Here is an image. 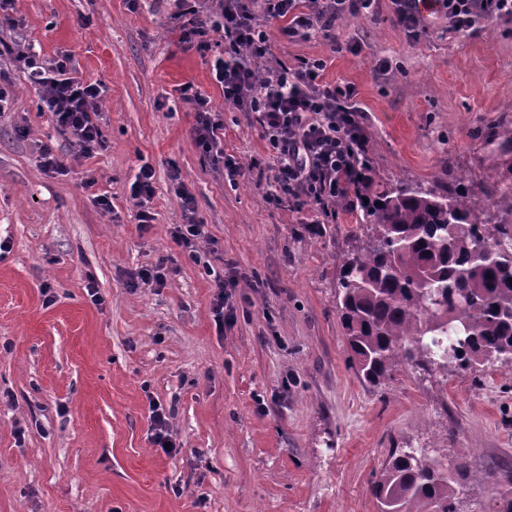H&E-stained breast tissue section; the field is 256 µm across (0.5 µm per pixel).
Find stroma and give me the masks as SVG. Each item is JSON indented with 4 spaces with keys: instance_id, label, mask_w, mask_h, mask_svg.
I'll list each match as a JSON object with an SVG mask.
<instances>
[{
    "instance_id": "stroma-1",
    "label": "stroma",
    "mask_w": 512,
    "mask_h": 512,
    "mask_svg": "<svg viewBox=\"0 0 512 512\" xmlns=\"http://www.w3.org/2000/svg\"><path fill=\"white\" fill-rule=\"evenodd\" d=\"M167 0H13L0 41L46 61L70 55L101 85L104 142L87 154L64 136L13 58L0 69V512H377L376 474L395 449L469 462L460 512H490L512 471V366L425 374L397 368L364 384L348 363L336 309L350 211L327 231L290 199L269 202L272 160L247 113L225 104L210 57L181 42ZM267 33L287 67L325 62L351 87L373 189L448 185L497 166L484 139L512 130V22L449 33L432 15L417 43L391 0L346 14L336 38ZM210 97L224 125L228 175L198 149L179 90ZM51 146L62 162L45 171ZM155 173L137 222L132 184ZM204 234L175 237L181 200ZM164 267L163 285L137 279ZM225 305L216 314V278ZM172 410L176 450L154 443L150 402ZM181 187L179 188L180 196L183 200V207L185 210V224L178 225L176 240L184 249L188 250L189 253L194 252L193 248L195 247L196 240L202 234V227L200 221L195 219L194 215V207H193V197L189 194V192L179 183Z\"/></svg>"
}]
</instances>
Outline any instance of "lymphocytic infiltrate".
<instances>
[{"label": "lymphocytic infiltrate", "instance_id": "1", "mask_svg": "<svg viewBox=\"0 0 512 512\" xmlns=\"http://www.w3.org/2000/svg\"><path fill=\"white\" fill-rule=\"evenodd\" d=\"M170 19L183 39L200 53L212 49L210 33L224 35V52L215 56L212 74L224 91V101L251 113L262 130L275 163L273 181L281 194L319 211L350 194L359 180L357 155L365 144V129L350 100L351 89L325 83V63L307 60L295 71L267 70L272 56L266 22L281 18L285 33L305 39L317 32L329 35L342 14L367 16L379 0H175ZM448 31L458 34L479 22L512 20V0H441ZM16 60L57 126L83 152L103 143L99 115L90 108L102 88L71 77L67 60L48 64L34 53H17ZM196 114V145L236 171L233 159L218 151L222 126L211 100L200 91L187 93Z\"/></svg>", "mask_w": 512, "mask_h": 512}]
</instances>
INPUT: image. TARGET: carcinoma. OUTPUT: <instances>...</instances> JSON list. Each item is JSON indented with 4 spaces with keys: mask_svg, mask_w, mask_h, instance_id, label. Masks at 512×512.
<instances>
[{
    "mask_svg": "<svg viewBox=\"0 0 512 512\" xmlns=\"http://www.w3.org/2000/svg\"><path fill=\"white\" fill-rule=\"evenodd\" d=\"M487 146L503 171L483 181L463 176L453 187L396 183L354 196L361 216L341 261L337 305L348 361L372 386L402 365L446 372L485 364L512 365V220L490 209L494 197L512 201V136L493 134ZM468 471L394 452L372 484L378 512H458ZM493 512H512V480L494 486Z\"/></svg>",
    "mask_w": 512,
    "mask_h": 512,
    "instance_id": "cac0c4a2",
    "label": "carcinoma"
}]
</instances>
